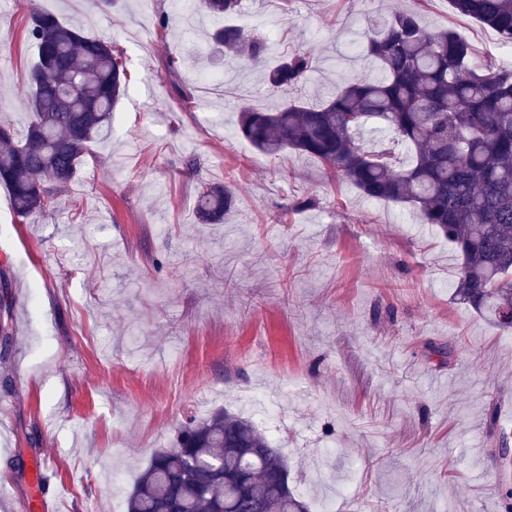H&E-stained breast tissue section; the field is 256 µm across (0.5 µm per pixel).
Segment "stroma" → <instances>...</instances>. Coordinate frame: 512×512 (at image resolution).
Listing matches in <instances>:
<instances>
[{
  "label": "stroma",
  "mask_w": 512,
  "mask_h": 512,
  "mask_svg": "<svg viewBox=\"0 0 512 512\" xmlns=\"http://www.w3.org/2000/svg\"><path fill=\"white\" fill-rule=\"evenodd\" d=\"M34 7L111 42L130 88L53 211L21 222L0 185V512H32L39 464L56 512H126L153 452L218 409L274 435L309 512H495L512 330L454 300L460 257L411 206L236 123L281 104L262 72L295 50L312 105L375 74L363 36L394 10L511 70L512 47L450 0H242L231 24L275 37L260 63L215 59L184 0H0V121L20 131ZM208 181L234 195L220 224L196 217ZM0 346L1 357H6L13 347V333L9 323L11 303L8 301L9 282L0 277Z\"/></svg>",
  "instance_id": "1"
}]
</instances>
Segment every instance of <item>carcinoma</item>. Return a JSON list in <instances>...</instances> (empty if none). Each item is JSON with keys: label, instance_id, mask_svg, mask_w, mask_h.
<instances>
[{"label": "carcinoma", "instance_id": "1", "mask_svg": "<svg viewBox=\"0 0 512 512\" xmlns=\"http://www.w3.org/2000/svg\"><path fill=\"white\" fill-rule=\"evenodd\" d=\"M454 9L512 45V0H451ZM242 0H204L213 20L231 17ZM28 37L37 47L22 133L0 123V182L14 214L28 221L55 208L87 145L112 125L128 90L112 46L35 10ZM211 40L224 55L264 57L267 38L218 26ZM367 54L378 73L350 79L320 106L289 97L315 69L291 53L264 78L284 97L274 110L241 108L237 130L259 150H290L334 170L368 199L407 204L436 226L461 257L453 295L512 328V70L480 60L452 29L423 27L416 10L395 11L372 29ZM370 122L388 142L413 149L395 166L391 151L365 150L356 135ZM234 203L221 183L196 197L203 224H218ZM9 282L0 278V355L13 347ZM126 512H307L289 487L288 460L250 420L222 409L186 423L173 448L156 451L136 480Z\"/></svg>", "mask_w": 512, "mask_h": 512}]
</instances>
